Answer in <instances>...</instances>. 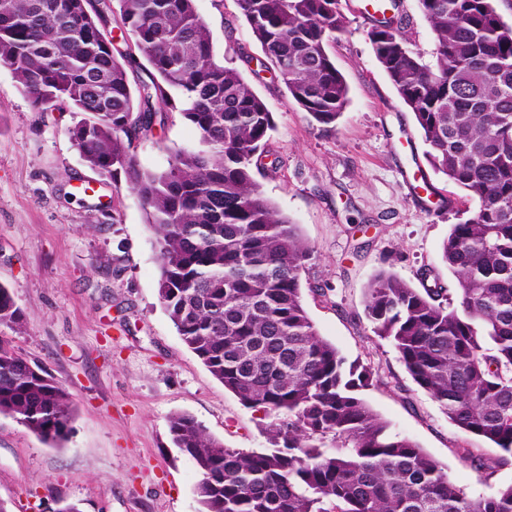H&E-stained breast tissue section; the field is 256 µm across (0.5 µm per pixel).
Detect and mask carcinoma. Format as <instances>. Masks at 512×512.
<instances>
[{
	"label": "carcinoma",
	"mask_w": 512,
	"mask_h": 512,
	"mask_svg": "<svg viewBox=\"0 0 512 512\" xmlns=\"http://www.w3.org/2000/svg\"><path fill=\"white\" fill-rule=\"evenodd\" d=\"M196 0H0V63L44 111L81 115L68 129L101 176L124 171L155 233L159 301L179 336L240 403L272 418L270 447L227 448L194 417L169 420L173 444L199 479L201 512H512V485L473 496L410 439L390 431L361 396L372 370L347 362L303 303L313 250L264 197L273 113L233 66L216 61ZM339 0H237L267 69L313 121L331 128L349 88L328 53L343 31ZM375 56L429 146L434 172L478 198L452 225L442 255L458 282L418 290L381 273L365 315L392 343L412 381L463 432L512 456V25L495 0H419L434 64L410 47L379 0ZM136 59L99 38L111 23ZM177 110L198 143L161 172L139 170L132 138ZM0 325L24 320L0 284ZM0 414L44 441L67 438L66 388L0 336Z\"/></svg>",
	"instance_id": "1"
}]
</instances>
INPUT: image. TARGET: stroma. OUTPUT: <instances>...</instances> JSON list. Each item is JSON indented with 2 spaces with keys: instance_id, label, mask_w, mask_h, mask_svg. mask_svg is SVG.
<instances>
[{
  "instance_id": "1",
  "label": "stroma",
  "mask_w": 512,
  "mask_h": 512,
  "mask_svg": "<svg viewBox=\"0 0 512 512\" xmlns=\"http://www.w3.org/2000/svg\"><path fill=\"white\" fill-rule=\"evenodd\" d=\"M361 3L341 0L345 28L328 47L349 88L331 128L261 71V47L236 0L196 7L216 59L237 67L273 114L278 165L259 183L314 251L303 302L319 334L378 373L362 396L393 432L467 492L488 495L512 484V461L500 463L499 449L451 423L365 316L366 289L381 271L415 288L441 286L455 301L442 244L479 202L429 166L413 114L375 57ZM398 15L412 49L432 63L434 34L418 0H399ZM75 120L35 110L0 65V284L25 323L24 334L0 326V335L44 366L74 404L71 432L57 446L0 415V501L11 512H56L63 500L81 512H201L197 469L173 446L170 417L191 415L226 447L246 450L267 447L268 419L242 406L178 335L158 298L155 235L141 201L125 177L104 181L86 165L68 134ZM197 139L173 112L130 152L139 168L161 171ZM414 164L435 193L430 206L404 186ZM83 182L93 194L80 191ZM476 457L484 468L474 467Z\"/></svg>"
}]
</instances>
